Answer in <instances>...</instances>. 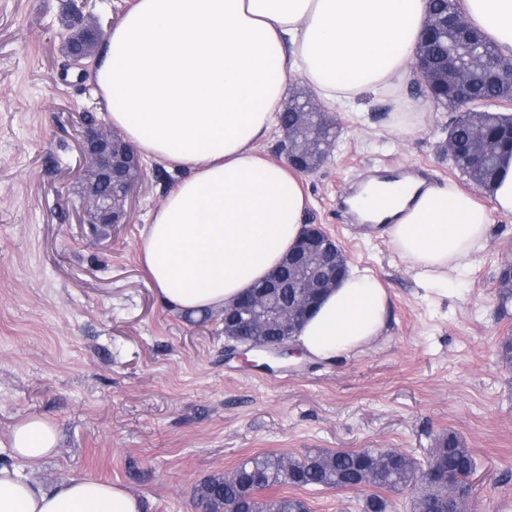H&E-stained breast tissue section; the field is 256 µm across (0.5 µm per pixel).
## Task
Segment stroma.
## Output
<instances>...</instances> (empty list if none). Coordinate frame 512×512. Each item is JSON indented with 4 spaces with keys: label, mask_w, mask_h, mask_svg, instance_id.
<instances>
[{
    "label": "stroma",
    "mask_w": 512,
    "mask_h": 512,
    "mask_svg": "<svg viewBox=\"0 0 512 512\" xmlns=\"http://www.w3.org/2000/svg\"><path fill=\"white\" fill-rule=\"evenodd\" d=\"M67 0H0V464L10 430L54 424V456L26 470L50 486L71 476L121 485L148 512H200L197 486L264 453L395 448L427 462L456 433L476 470L474 512H512V336L496 277L512 259V215L492 213L485 249L447 279L422 281L388 236H365L336 205L369 171L432 169L465 185L441 146L450 112L427 105L414 134L390 132L394 103L326 105L336 148L300 179L305 223L389 294L382 336L331 362L242 358L222 316L188 321L160 299L139 260L142 230L181 174L143 162L120 224H87L75 189L80 115H100L90 76L62 52ZM310 512H359L361 491L298 492Z\"/></svg>",
    "instance_id": "stroma-1"
}]
</instances>
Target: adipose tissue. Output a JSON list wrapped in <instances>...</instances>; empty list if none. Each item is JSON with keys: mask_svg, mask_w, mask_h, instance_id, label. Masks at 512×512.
<instances>
[{"mask_svg": "<svg viewBox=\"0 0 512 512\" xmlns=\"http://www.w3.org/2000/svg\"><path fill=\"white\" fill-rule=\"evenodd\" d=\"M427 0H134L107 31L93 79L106 120L135 150L185 176L149 216L142 259L171 309L201 314L263 281L302 231L307 199L286 165L257 150L277 123L288 79L300 76L326 103L365 96L400 100L426 18ZM468 18L512 51V0H465ZM366 188L352 204L383 224L422 279L462 265L488 239L491 212L512 214V156L485 207L455 185L407 181L377 209ZM386 288L352 272L327 293L297 337L331 360L383 331ZM40 417L14 426V466L0 467V512H146L130 490L74 476L52 486L18 466L57 451Z\"/></svg>", "mask_w": 512, "mask_h": 512, "instance_id": "adipose-tissue-1", "label": "adipose tissue"}]
</instances>
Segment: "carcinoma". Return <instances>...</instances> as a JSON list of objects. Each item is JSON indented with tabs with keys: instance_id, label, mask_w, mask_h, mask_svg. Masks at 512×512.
<instances>
[{
	"instance_id": "carcinoma-1",
	"label": "carcinoma",
	"mask_w": 512,
	"mask_h": 512,
	"mask_svg": "<svg viewBox=\"0 0 512 512\" xmlns=\"http://www.w3.org/2000/svg\"><path fill=\"white\" fill-rule=\"evenodd\" d=\"M428 17L442 15L460 7L459 0H428ZM65 26L71 31L64 42L66 56L94 55L101 41L95 22L78 11L66 16ZM459 40L448 34L421 50L434 58L452 53ZM478 63L471 70L470 103L472 111H459L456 84L453 78L440 71H424L413 85L421 94L438 106L454 112L448 124V136L459 149L453 157L456 169L476 187L490 191L497 177L502 153L512 152L508 132L512 124H502L497 114L498 103L512 97V56L503 55L496 44L483 32L471 41ZM309 99L295 100L280 116V124L295 142V152L304 156L305 169L312 172L322 157L335 147L337 124L324 112H307L302 104ZM94 146L117 164V177L104 182L86 178L80 198L92 217H97L100 203L119 194V185L132 183L140 168L139 162L128 153L130 144L113 137L90 120ZM480 146L488 162L474 168L466 157L469 145ZM251 332L250 310L241 309L233 325L224 326V335L235 336ZM428 466L439 471L441 478L428 484H417L421 464L413 456L391 448H364L350 451H316L300 456L276 454L253 455L243 459L232 470L216 473L196 489L203 512H225L227 505L238 502L243 512H309L306 502L298 497H262L260 493L281 486L298 489L365 488L369 493L362 502L363 512H390L388 492L403 487L416 490L411 499V512H452L458 503L474 497L470 477L476 469L472 452L453 432L436 440Z\"/></svg>"
}]
</instances>
